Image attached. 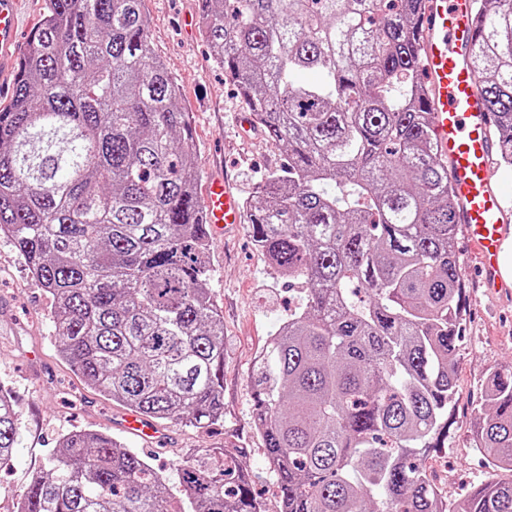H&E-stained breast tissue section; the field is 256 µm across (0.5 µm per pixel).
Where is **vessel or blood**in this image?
<instances>
[{
    "instance_id": "vessel-or-blood-1",
    "label": "vessel or blood",
    "mask_w": 512,
    "mask_h": 512,
    "mask_svg": "<svg viewBox=\"0 0 512 512\" xmlns=\"http://www.w3.org/2000/svg\"><path fill=\"white\" fill-rule=\"evenodd\" d=\"M21 0H0V74L15 70L17 7ZM475 0H422L417 48L421 74L428 89L432 130L439 156L448 164L456 197L457 222L474 256V276L493 291L512 286L504 264L512 237V210L499 182L493 179L494 118L482 101L478 78L470 67L475 36ZM243 220L234 185L225 177L208 182L202 221L209 232L223 233ZM124 428L145 441L159 431L138 414H125Z\"/></svg>"
}]
</instances>
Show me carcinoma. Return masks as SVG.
<instances>
[{"label":"carcinoma","mask_w":512,"mask_h":512,"mask_svg":"<svg viewBox=\"0 0 512 512\" xmlns=\"http://www.w3.org/2000/svg\"><path fill=\"white\" fill-rule=\"evenodd\" d=\"M144 2L47 0L0 109V236L88 386L201 429L224 420V317L189 113ZM421 2L198 0L213 59L287 155L244 204L253 242L301 290L250 375L281 512H512L511 364L489 371L474 407L470 445L496 479L450 503L427 467L448 441L465 306ZM477 13L472 65L512 166V0ZM20 444L0 386V464ZM239 456L191 449L172 496L138 452L72 431L17 512H263Z\"/></svg>","instance_id":"1"}]
</instances>
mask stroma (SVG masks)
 Returning <instances> with one entry per match:
<instances>
[{
    "label": "stroma",
    "mask_w": 512,
    "mask_h": 512,
    "mask_svg": "<svg viewBox=\"0 0 512 512\" xmlns=\"http://www.w3.org/2000/svg\"><path fill=\"white\" fill-rule=\"evenodd\" d=\"M154 53L177 78L193 126L201 176L221 173L241 197L252 195L264 175L284 163L260 131L242 134L237 118L247 106L212 59L199 33H188L184 15L197 0H145ZM210 287L224 315V421L209 429L162 422V441L147 444L124 432V408L87 387L57 355L48 320L49 302L11 243L0 238V383L11 391L21 417L22 446L0 468V512H15L34 471L44 468L58 438L75 429L100 430L146 456L170 485L188 449L230 444L241 448L264 512H280L263 442L253 424L249 380L256 353L296 298L257 251L247 231L213 238ZM466 321L457 355L458 402L448 444L427 465L448 499L487 482L491 469L469 444L471 409L486 373L512 363V293L489 297L472 276L461 278Z\"/></svg>",
    "instance_id": "1"
}]
</instances>
